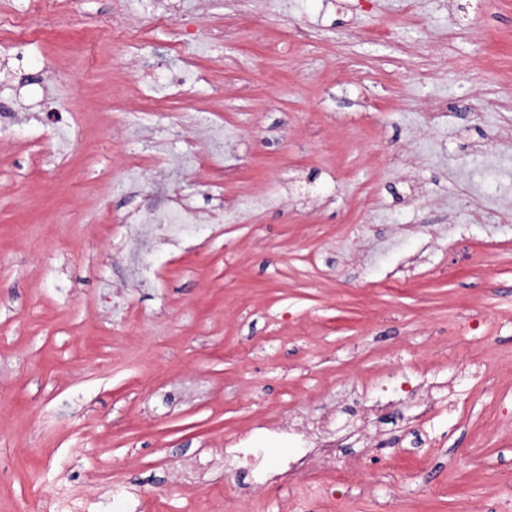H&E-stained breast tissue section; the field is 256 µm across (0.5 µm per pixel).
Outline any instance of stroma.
<instances>
[{
    "label": "stroma",
    "instance_id": "obj_1",
    "mask_svg": "<svg viewBox=\"0 0 512 512\" xmlns=\"http://www.w3.org/2000/svg\"><path fill=\"white\" fill-rule=\"evenodd\" d=\"M27 10L0 0V512H512V0ZM176 201L226 221L141 284L123 241ZM274 423L322 425L311 478ZM241 435L264 479L211 468Z\"/></svg>",
    "mask_w": 512,
    "mask_h": 512
}]
</instances>
